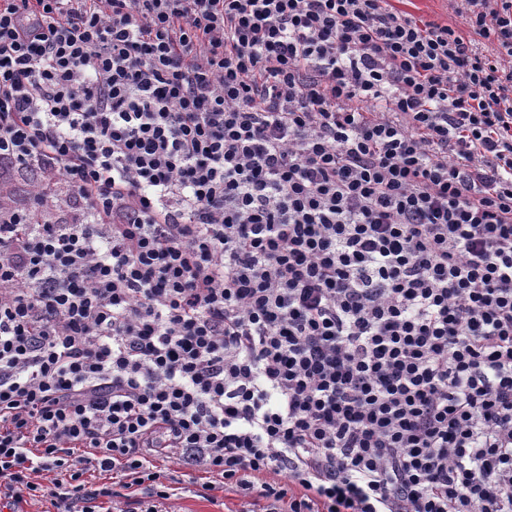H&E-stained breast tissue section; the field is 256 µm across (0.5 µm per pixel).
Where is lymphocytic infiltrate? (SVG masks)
<instances>
[{
  "label": "lymphocytic infiltrate",
  "mask_w": 512,
  "mask_h": 512,
  "mask_svg": "<svg viewBox=\"0 0 512 512\" xmlns=\"http://www.w3.org/2000/svg\"><path fill=\"white\" fill-rule=\"evenodd\" d=\"M0 0V512H512V0ZM448 0H392L390 2L397 10L409 13L416 18L435 20L452 25L461 31H466L463 20L454 15L448 6ZM175 487H185V489L177 490L176 495L168 501L170 507L168 510H172L171 512H229L228 510L242 509L241 501L233 493L221 490L205 491L200 486L186 483L175 485ZM202 496H212L214 502Z\"/></svg>",
  "instance_id": "lymphocytic-infiltrate-1"
}]
</instances>
